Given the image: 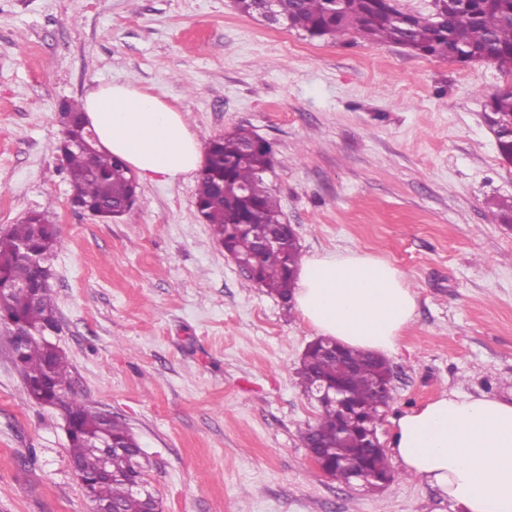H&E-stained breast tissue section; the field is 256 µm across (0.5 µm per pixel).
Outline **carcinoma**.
Returning <instances> with one entry per match:
<instances>
[{
  "label": "carcinoma",
  "instance_id": "obj_1",
  "mask_svg": "<svg viewBox=\"0 0 512 512\" xmlns=\"http://www.w3.org/2000/svg\"><path fill=\"white\" fill-rule=\"evenodd\" d=\"M441 2L438 18L403 12L396 0H276V10L283 24L311 39L336 41L355 34L378 43L401 45L421 56L450 60L453 53L462 51L512 77V0ZM486 106L500 123H511L512 89L493 94ZM60 117L63 140L86 138L81 103H64ZM255 139L251 130L239 127L210 140L195 206L209 224L215 242H228L237 255L251 259L257 264V283L286 301L293 290L292 271L298 269L302 253L298 247L286 256L259 252L262 241L282 226L284 219L280 202L265 180L272 169V146L256 148ZM64 170L76 190L71 207L92 210L104 221L112 220V213L136 190L125 163L105 152L89 154L71 148L65 153ZM60 237L59 225L44 214H28L21 223L0 233V275L14 282L30 280L36 267L55 251ZM56 313L49 290L34 305L18 295L0 294V321L19 319L36 331L21 354L26 394L77 417L80 434L69 442V459L86 475L97 474L103 465V437L126 442V448L112 452V478L97 482L93 495L111 502L117 512H144L145 496L133 493L124 480L137 460L139 441L122 420L105 419L102 410L78 396L64 352L46 337V329L60 330ZM343 351L344 359L319 347L306 350L297 375L307 394L319 385H339L350 399L346 413L333 403L319 405L316 423L300 434L310 456L325 463V473L348 485L358 469L376 475L388 470L386 455L364 452V441L387 405L380 384L391 371L373 355L347 347Z\"/></svg>",
  "mask_w": 512,
  "mask_h": 512
}]
</instances>
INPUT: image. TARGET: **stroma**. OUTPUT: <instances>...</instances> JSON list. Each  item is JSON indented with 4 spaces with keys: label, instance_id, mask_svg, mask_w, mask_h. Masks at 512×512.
I'll return each instance as SVG.
<instances>
[{
    "label": "stroma",
    "instance_id": "1",
    "mask_svg": "<svg viewBox=\"0 0 512 512\" xmlns=\"http://www.w3.org/2000/svg\"><path fill=\"white\" fill-rule=\"evenodd\" d=\"M112 83L182 112L201 143L238 126L267 139L303 256L354 250L409 277L386 444L442 393L512 387V224L494 209L512 162L484 119L501 71L313 40L234 0H0V233L32 211L59 224L56 341L80 398L138 438L163 512H457L413 477L372 493L313 465L300 434L318 408L295 371L317 333L213 241L197 175L139 182L109 223L71 209L59 106ZM68 448L0 331V512H90Z\"/></svg>",
    "mask_w": 512,
    "mask_h": 512
}]
</instances>
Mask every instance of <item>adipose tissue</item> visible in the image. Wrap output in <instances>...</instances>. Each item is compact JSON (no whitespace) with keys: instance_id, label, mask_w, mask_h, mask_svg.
<instances>
[{"instance_id":"1","label":"adipose tissue","mask_w":512,"mask_h":512,"mask_svg":"<svg viewBox=\"0 0 512 512\" xmlns=\"http://www.w3.org/2000/svg\"><path fill=\"white\" fill-rule=\"evenodd\" d=\"M101 150L144 181L197 172L201 144L183 115L126 84L84 96ZM417 293L387 260L355 251L304 258L294 307L319 334L386 357L413 322ZM389 448L399 470L426 481L461 512H512V399L456 391L400 415Z\"/></svg>"}]
</instances>
